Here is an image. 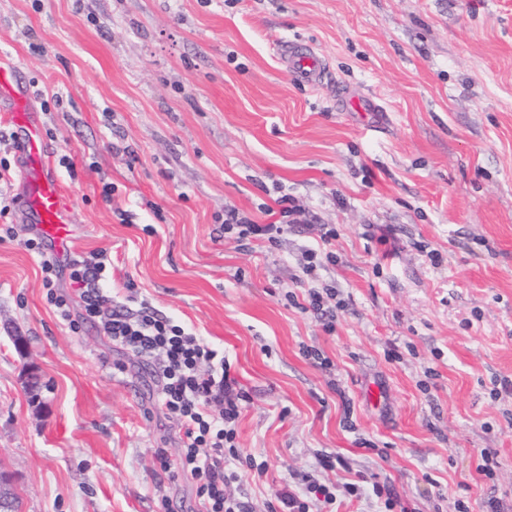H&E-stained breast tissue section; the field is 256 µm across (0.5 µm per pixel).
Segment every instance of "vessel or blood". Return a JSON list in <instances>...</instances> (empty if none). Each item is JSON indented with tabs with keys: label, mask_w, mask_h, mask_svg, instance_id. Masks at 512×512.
I'll return each instance as SVG.
<instances>
[{
	"label": "vessel or blood",
	"mask_w": 512,
	"mask_h": 512,
	"mask_svg": "<svg viewBox=\"0 0 512 512\" xmlns=\"http://www.w3.org/2000/svg\"><path fill=\"white\" fill-rule=\"evenodd\" d=\"M281 60L289 71L313 85L319 82L324 69V61L317 52L293 42L283 43ZM18 74L15 66H0V104H12L15 120L22 129L18 141V152L25 163L22 208L52 251L60 255L67 250L75 230L60 181L46 162L41 127L27 107L29 90Z\"/></svg>",
	"instance_id": "b4317fda"
}]
</instances>
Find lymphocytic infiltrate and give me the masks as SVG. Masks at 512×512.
Returning <instances> with one entry per match:
<instances>
[{
  "label": "lymphocytic infiltrate",
  "mask_w": 512,
  "mask_h": 512,
  "mask_svg": "<svg viewBox=\"0 0 512 512\" xmlns=\"http://www.w3.org/2000/svg\"><path fill=\"white\" fill-rule=\"evenodd\" d=\"M284 230L281 224L255 223L233 206L226 208L220 227L225 239L238 243L251 238L272 242ZM24 246L41 254L43 285L62 318L70 316V296L57 284L65 273L78 286L82 320L100 323L113 343L153 363L159 377L158 401L167 418L176 424L180 443L173 464L165 449L157 450L161 468L172 467L177 475L191 477L205 512H254L252 504L236 497L230 488L243 480L246 471L264 474L267 464L243 454L235 444L240 406L248 395L229 378L225 360L153 307L143 305L132 310L113 305L106 289L104 263L74 260L64 268L48 254L41 237L26 239ZM276 499L286 512H311L315 504L321 505L322 512H336L335 491L315 480L308 481L302 493L282 491Z\"/></svg>",
  "instance_id": "f902f5d3"
}]
</instances>
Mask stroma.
<instances>
[{"label": "stroma", "instance_id": "stroma-1", "mask_svg": "<svg viewBox=\"0 0 512 512\" xmlns=\"http://www.w3.org/2000/svg\"><path fill=\"white\" fill-rule=\"evenodd\" d=\"M287 41L325 59L317 85ZM0 55L31 85L70 256L111 253L115 304L173 318L249 393L236 444L268 469L236 494L264 512L308 475L337 512H386L375 485L415 512H512V0H0ZM354 95L381 113L343 111ZM284 194L301 213L276 244L214 241L230 206L281 222ZM11 220L0 468L21 512H197L155 460L178 455L155 377L56 313L21 204ZM323 227L330 333L299 308Z\"/></svg>", "mask_w": 512, "mask_h": 512}]
</instances>
